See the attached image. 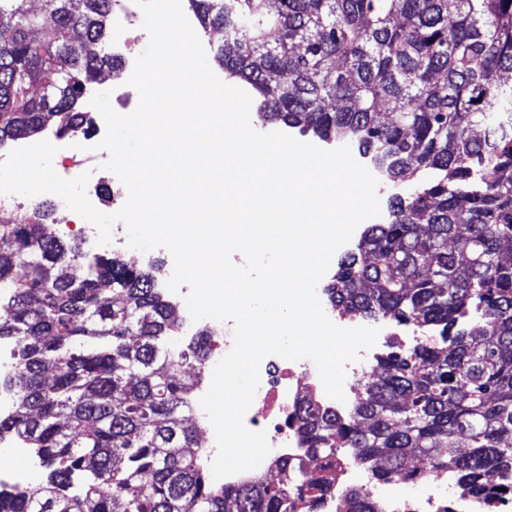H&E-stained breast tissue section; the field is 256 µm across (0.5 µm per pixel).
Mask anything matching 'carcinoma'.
Wrapping results in <instances>:
<instances>
[{
	"label": "carcinoma",
	"instance_id": "1",
	"mask_svg": "<svg viewBox=\"0 0 512 512\" xmlns=\"http://www.w3.org/2000/svg\"><path fill=\"white\" fill-rule=\"evenodd\" d=\"M0 0V148L85 132L93 76L119 67L105 45L113 0ZM214 62L257 93L265 122L370 156L392 182L431 173L368 225L326 288L333 309L439 330L377 359L353 414L303 397L292 425L310 470L226 487L184 412L211 337L175 352L183 320L151 271L66 246L37 207L0 224V340L13 345V410L0 441L22 438L47 481L0 489V512H317L338 457L389 481L409 458L491 502L512 485V0H188ZM52 42L30 37L36 27ZM25 269L13 276L15 264ZM112 284L104 303L98 284ZM455 332H450V329ZM341 512H375L351 489Z\"/></svg>",
	"mask_w": 512,
	"mask_h": 512
}]
</instances>
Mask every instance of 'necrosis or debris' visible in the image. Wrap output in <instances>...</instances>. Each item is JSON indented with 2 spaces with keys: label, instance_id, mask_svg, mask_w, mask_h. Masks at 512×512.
I'll list each match as a JSON object with an SVG mask.
<instances>
[{
  "label": "necrosis or debris",
  "instance_id": "1",
  "mask_svg": "<svg viewBox=\"0 0 512 512\" xmlns=\"http://www.w3.org/2000/svg\"><path fill=\"white\" fill-rule=\"evenodd\" d=\"M115 5L122 15L123 24L112 32V54L122 60L123 66L113 91L122 114L128 115L135 111L137 103L136 90L128 83L134 65L129 62L127 52L139 43L135 31L140 23V9L134 0H115ZM56 145L58 151L53 158L54 163L64 164L79 175L88 174L90 183H97L99 158L104 154L103 149L81 145L61 136L57 137ZM259 376L260 383L244 416V424L249 430L266 432L270 451L265 461L269 468H276L279 460L294 462L301 456L300 441L287 424L299 397L309 393L318 403L335 405L342 416L351 413V402H335L327 395L311 360L294 361L270 355L262 360ZM355 481L361 482L378 512H445L447 508V481L437 482L433 493L427 498L395 500L391 498L386 482L378 481L370 469L346 462L342 465L335 488L319 502L318 512H336V506L345 495L349 483Z\"/></svg>",
  "mask_w": 512,
  "mask_h": 512
}]
</instances>
